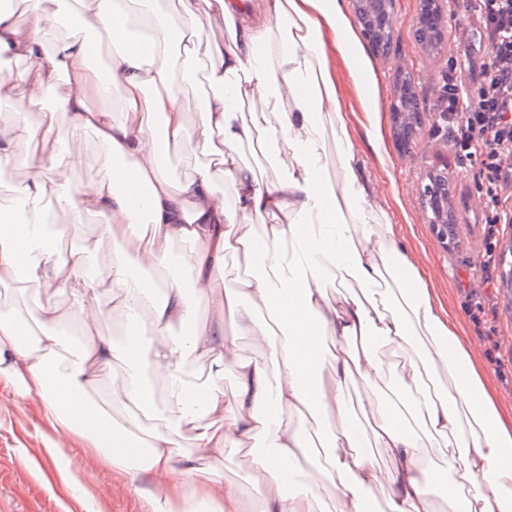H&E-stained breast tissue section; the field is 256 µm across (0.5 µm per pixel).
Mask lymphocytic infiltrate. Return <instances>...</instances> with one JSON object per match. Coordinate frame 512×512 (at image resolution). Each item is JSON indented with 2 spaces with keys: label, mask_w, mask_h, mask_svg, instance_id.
<instances>
[{
  "label": "lymphocytic infiltrate",
  "mask_w": 512,
  "mask_h": 512,
  "mask_svg": "<svg viewBox=\"0 0 512 512\" xmlns=\"http://www.w3.org/2000/svg\"><path fill=\"white\" fill-rule=\"evenodd\" d=\"M479 24L485 57L472 85L448 75L439 109L448 115V144L459 163L478 167L485 247L480 266L497 262L495 227L512 224V0H464Z\"/></svg>",
  "instance_id": "lymphocytic-infiltrate-1"
}]
</instances>
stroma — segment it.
Segmentation results:
<instances>
[{
  "mask_svg": "<svg viewBox=\"0 0 512 512\" xmlns=\"http://www.w3.org/2000/svg\"><path fill=\"white\" fill-rule=\"evenodd\" d=\"M419 8L420 0H397L387 56L374 53L362 40L360 25H353L364 74L354 75L340 61L336 82L345 111L361 112L360 91L378 98L382 106L378 144L370 143L363 128L355 130L364 179L371 187L385 186V205L403 244L428 268L446 306L475 344L500 402L512 406V291L499 276L481 293L470 287L484 248L482 200L475 188L478 168L458 164L435 116L444 77L461 62L465 48L476 44L478 22L464 7L451 6L448 51L436 56L412 36ZM400 66L413 77L421 110L416 134L405 146L390 109ZM68 149L76 159L71 170L75 183L111 173V162L91 134L69 139ZM442 165L453 180L454 204L461 216L457 235L448 246L437 239L431 214L420 203L425 172ZM64 482L69 491L61 490ZM151 483L146 475L132 480L99 466L78 442L57 441L28 404L0 388V512H148L143 491Z\"/></svg>",
  "mask_w": 512,
  "mask_h": 512,
  "instance_id": "obj_1",
  "label": "stroma"
}]
</instances>
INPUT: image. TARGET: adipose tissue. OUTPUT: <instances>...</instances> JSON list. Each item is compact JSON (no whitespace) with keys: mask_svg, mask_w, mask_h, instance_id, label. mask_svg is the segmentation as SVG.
<instances>
[{"mask_svg":"<svg viewBox=\"0 0 512 512\" xmlns=\"http://www.w3.org/2000/svg\"><path fill=\"white\" fill-rule=\"evenodd\" d=\"M140 2L16 0L14 11L0 12V56L26 63L19 78L0 79V101L45 110L64 87L59 102L73 129L92 133L119 167L77 185L54 123L0 128V169H25L12 202L0 206V283L25 280L36 307L30 323L0 314V385L57 437L80 436L102 467L150 476V512H367L376 489L385 512H437L425 454L441 459L464 491L448 512H512V410L497 404L357 164L334 60L355 69L362 57L342 0H179L175 13L148 16V49L122 47ZM74 8L85 29L113 46L107 72L92 66L85 38L46 48L47 32ZM215 15L226 40L205 36ZM200 57L219 91L197 103L171 86L174 59ZM114 86L119 112L91 107L92 95ZM255 98L262 108L241 118L243 101ZM38 141L52 150L31 152ZM270 143L273 180L238 159L244 147ZM171 147L213 160L178 179L163 160ZM220 179L229 194L216 190ZM50 198L62 214L100 218L96 238L60 254L68 226L46 228ZM106 241L117 246L115 258L89 273V253ZM178 242L191 247L194 280L169 276L153 299L130 270L171 267ZM231 252L259 269L228 288ZM47 289L64 290L66 301L42 305ZM106 309L146 333L120 376L112 372L120 354L99 331ZM70 322L84 332L75 350L57 330ZM177 326L182 335H172ZM240 335L249 336L252 356L242 354ZM384 347L404 352L400 365L384 360ZM194 357L209 361L206 385L188 369ZM106 378L115 405L153 420L138 437L140 461L104 439L133 435L132 423L101 417L92 403V388ZM356 378L365 384L361 428L347 396ZM287 410L308 417L320 449L284 418ZM185 433L193 450L180 456L176 438ZM230 448L252 455L260 475L253 499L217 473ZM287 474L301 476L299 489L284 491Z\"/></svg>","mask_w":512,"mask_h":512,"instance_id":"adipose-tissue-1","label":"adipose tissue"}]
</instances>
